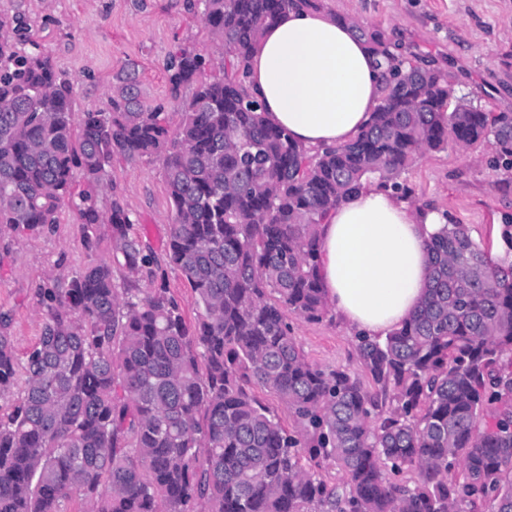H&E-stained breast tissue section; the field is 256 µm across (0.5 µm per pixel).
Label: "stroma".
<instances>
[{
	"label": "stroma",
	"instance_id": "35a3bbf8",
	"mask_svg": "<svg viewBox=\"0 0 512 512\" xmlns=\"http://www.w3.org/2000/svg\"><path fill=\"white\" fill-rule=\"evenodd\" d=\"M321 9L381 30L391 48L426 56L451 72L459 94L492 112L512 113V0H318ZM24 14L55 66L71 80L75 109L106 108L123 71L136 70L141 97L169 105L165 65L189 47L204 56V78L218 75L216 49L198 9L189 0H0V15ZM489 148L448 146L416 156L401 180L414 205L448 213L473 238L502 252L499 226L512 215V181L488 165ZM110 178L127 202L134 236L157 259L151 280H165L186 314L195 310L191 288L167 262L165 243L173 221L165 175L154 160L112 162ZM90 259L77 211L63 205L58 221L21 236L0 233V324L17 355L39 338L44 325L39 299L54 279L66 278ZM293 334L306 357L325 369L357 370L356 339L334 318L293 319Z\"/></svg>",
	"mask_w": 512,
	"mask_h": 512
}]
</instances>
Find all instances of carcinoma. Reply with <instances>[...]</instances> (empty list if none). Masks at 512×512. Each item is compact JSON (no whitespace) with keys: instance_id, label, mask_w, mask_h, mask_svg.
Segmentation results:
<instances>
[{"instance_id":"1","label":"carcinoma","mask_w":512,"mask_h":512,"mask_svg":"<svg viewBox=\"0 0 512 512\" xmlns=\"http://www.w3.org/2000/svg\"><path fill=\"white\" fill-rule=\"evenodd\" d=\"M299 1L316 6L200 0L222 75L198 81L205 58L178 50L174 126L134 72L74 119L69 81L28 26L0 18V230L57 223L77 175L85 248L110 227L106 255L44 290L25 360L0 331V396L16 393L0 407V512H66L74 498L82 512H512V220L499 260L451 220L427 240L421 304L385 338L357 337L361 377L309 362L288 321L329 315L318 226L338 202L373 180L408 194L398 178L415 155L450 144L485 142L512 169V114L363 30L381 102L349 142L305 149L245 86L264 27ZM117 157L164 169L165 253L195 293L192 325L165 283L114 281L155 262L109 181Z\"/></svg>"}]
</instances>
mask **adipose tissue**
<instances>
[{"mask_svg": "<svg viewBox=\"0 0 512 512\" xmlns=\"http://www.w3.org/2000/svg\"><path fill=\"white\" fill-rule=\"evenodd\" d=\"M247 86L275 126L305 148L342 144L369 121L381 81L368 44L346 18L296 6L268 26L249 63ZM442 212L367 185L319 227V278L329 310L350 331L385 337L422 300L426 240Z\"/></svg>", "mask_w": 512, "mask_h": 512, "instance_id": "ef3b65f1", "label": "adipose tissue"}]
</instances>
